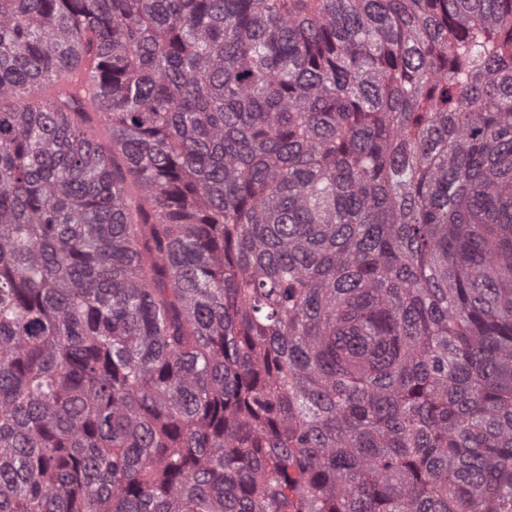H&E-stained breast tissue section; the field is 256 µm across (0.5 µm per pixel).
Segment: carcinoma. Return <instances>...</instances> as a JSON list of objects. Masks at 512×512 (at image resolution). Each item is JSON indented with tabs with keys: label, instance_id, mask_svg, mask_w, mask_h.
Returning <instances> with one entry per match:
<instances>
[{
	"label": "carcinoma",
	"instance_id": "obj_1",
	"mask_svg": "<svg viewBox=\"0 0 512 512\" xmlns=\"http://www.w3.org/2000/svg\"><path fill=\"white\" fill-rule=\"evenodd\" d=\"M0 512H512V0H0Z\"/></svg>",
	"mask_w": 512,
	"mask_h": 512
}]
</instances>
